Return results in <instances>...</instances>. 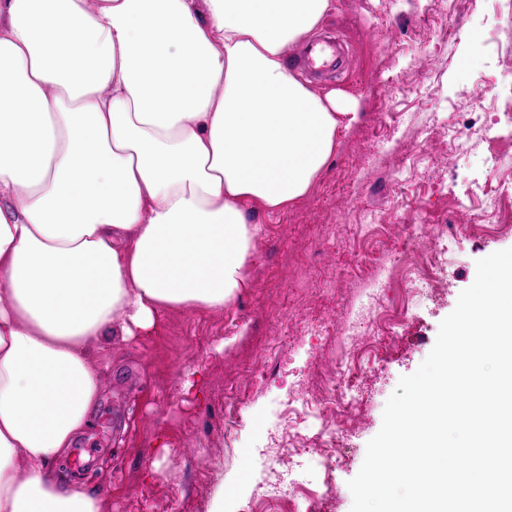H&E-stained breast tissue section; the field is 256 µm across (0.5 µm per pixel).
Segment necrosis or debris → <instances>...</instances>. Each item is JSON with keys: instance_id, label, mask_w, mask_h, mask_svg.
Here are the masks:
<instances>
[{"instance_id": "necrosis-or-debris-1", "label": "necrosis or debris", "mask_w": 512, "mask_h": 512, "mask_svg": "<svg viewBox=\"0 0 512 512\" xmlns=\"http://www.w3.org/2000/svg\"><path fill=\"white\" fill-rule=\"evenodd\" d=\"M489 170L502 174L498 190L476 187L474 193L481 199V206L466 212L462 225L455 224H398L394 238L398 248L374 251L350 261L337 264L336 274L343 278L357 277L364 287L361 297L366 301H380L389 282L401 277L405 283L404 305L399 313L364 316L352 315L340 329L343 339L359 337L360 342L352 353L341 359L335 369L322 382L317 397L306 398L298 394L277 402L272 410L274 417H288L294 424L299 444L296 455H310L314 451L345 450L344 438L357 425L363 401L357 389L370 365L376 363L379 353L391 345L393 329L398 319L407 318L411 310L423 299L442 293L446 282L442 270L445 257L431 247L432 241L446 239L459 229L483 232L486 212L500 210L507 189L512 188V164H506L505 155L491 152L485 157ZM266 375L265 360L252 363L247 371L248 385L227 384L224 389V431L233 434L242 412L251 398L253 384L262 382Z\"/></svg>"}]
</instances>
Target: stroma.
Segmentation results:
<instances>
[{
  "instance_id": "obj_1",
  "label": "stroma",
  "mask_w": 512,
  "mask_h": 512,
  "mask_svg": "<svg viewBox=\"0 0 512 512\" xmlns=\"http://www.w3.org/2000/svg\"><path fill=\"white\" fill-rule=\"evenodd\" d=\"M316 36L335 37L345 62L305 81L316 92H338L359 119L340 130L307 196L277 213L246 206L260 228L251 262L276 274L279 291L264 290L253 276L224 310L165 313L132 340L115 332L91 346L102 370L99 397L89 426L53 471L93 491L102 512H170L174 503L179 512H212L219 501L224 512H304V497L277 506L263 496L266 428L271 400L287 399L299 383L317 390L346 354L335 328L358 307L359 283H328L337 251L370 248L387 224L458 223L474 184L497 187L483 153L498 119L493 99L512 95V0H334ZM382 110L396 113L395 122L368 136ZM368 210L382 224L356 234ZM319 224L341 225L342 234L316 238ZM443 246L455 256L444 273L448 291L412 310L396 328L395 346L364 378L367 409L348 457L302 469L325 512H350L348 482L400 377L430 353L440 322L475 279L476 260L512 248V232L456 236ZM298 288L314 299L295 316V341L272 355L235 436L225 438L224 377L265 352L276 309ZM230 479L241 490L225 500Z\"/></svg>"
}]
</instances>
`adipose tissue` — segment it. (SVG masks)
Listing matches in <instances>:
<instances>
[{
	"label": "adipose tissue",
	"mask_w": 512,
	"mask_h": 512,
	"mask_svg": "<svg viewBox=\"0 0 512 512\" xmlns=\"http://www.w3.org/2000/svg\"><path fill=\"white\" fill-rule=\"evenodd\" d=\"M333 0H0V512H101L51 465L90 345L246 287L244 208L303 198L357 113L285 62Z\"/></svg>",
	"instance_id": "ef3b65f1"
}]
</instances>
